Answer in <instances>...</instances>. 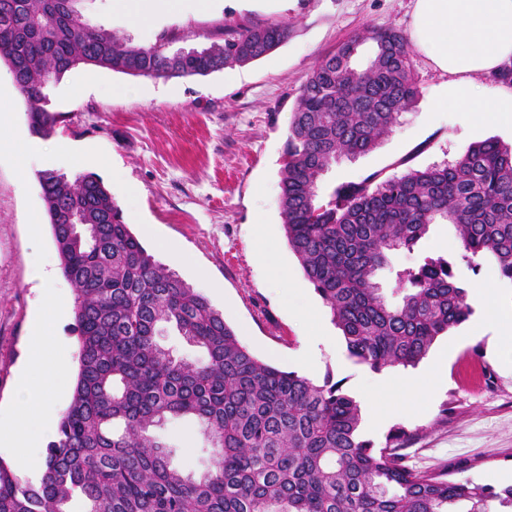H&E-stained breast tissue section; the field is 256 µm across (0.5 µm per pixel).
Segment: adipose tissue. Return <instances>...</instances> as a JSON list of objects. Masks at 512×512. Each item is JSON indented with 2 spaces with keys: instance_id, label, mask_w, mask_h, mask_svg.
<instances>
[{
  "instance_id": "ef3b65f1",
  "label": "adipose tissue",
  "mask_w": 512,
  "mask_h": 512,
  "mask_svg": "<svg viewBox=\"0 0 512 512\" xmlns=\"http://www.w3.org/2000/svg\"><path fill=\"white\" fill-rule=\"evenodd\" d=\"M409 42L452 77L432 94L429 112L512 121V87L477 83L512 63V0H415Z\"/></svg>"
}]
</instances>
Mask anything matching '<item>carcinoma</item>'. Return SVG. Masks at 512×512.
Wrapping results in <instances>:
<instances>
[{
	"label": "carcinoma",
	"instance_id": "cac0c4a2",
	"mask_svg": "<svg viewBox=\"0 0 512 512\" xmlns=\"http://www.w3.org/2000/svg\"><path fill=\"white\" fill-rule=\"evenodd\" d=\"M80 0H0V57L32 130L60 115L49 88L79 65L134 77L206 76L255 62L290 34L278 23L220 27L211 42L168 61L180 36L149 46L118 38L75 12ZM419 87L412 50L393 27L352 37L303 81L281 166L288 248L341 330L349 357L375 371L416 366L435 339L472 313L452 263L424 256L395 273L391 304L377 274L392 251L415 250L433 224L455 226L474 262L489 257L512 281V145L488 139L455 160L380 180L372 174L318 199L336 162L389 136ZM61 260L77 288L78 372L36 482L0 459V512H512V484L495 489L410 467L398 429L382 447L359 434L356 401L267 364L244 347L224 314L158 263L123 222L101 179L38 173ZM164 326L205 351L177 358L157 341ZM195 417L217 460L196 474L173 462L155 434Z\"/></svg>",
	"mask_w": 512,
	"mask_h": 512
}]
</instances>
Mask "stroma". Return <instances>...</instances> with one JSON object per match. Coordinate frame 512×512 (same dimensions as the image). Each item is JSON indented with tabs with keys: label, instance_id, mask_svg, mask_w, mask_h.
<instances>
[{
	"label": "stroma",
	"instance_id": "stroma-1",
	"mask_svg": "<svg viewBox=\"0 0 512 512\" xmlns=\"http://www.w3.org/2000/svg\"><path fill=\"white\" fill-rule=\"evenodd\" d=\"M113 0H84L82 12L117 35L151 45L165 31L183 36L184 47L206 43L219 25L247 21L291 27L288 40L269 56L237 67L235 79L223 72L173 79L131 77L108 69L80 66L50 91V108L64 120L46 136L41 149L70 141L101 149L109 166L94 165L121 210L123 220L149 251L196 292L223 312L238 340L258 359L284 371L300 372V356L319 363L316 384L341 382L360 410L384 413L378 426L361 421L360 434L383 446L396 428L410 431L404 450L410 466L447 469L453 480L479 484L512 483V329L496 326L476 337L468 324L439 337L426 359L445 357L442 372L421 377L419 368L388 367L390 386L372 381L380 372L356 363L331 320L329 308L305 278L289 249L280 214V169L299 88L323 55L355 35L393 27L408 32L413 0H288L280 11L263 4L242 8L238 0H210L197 14L158 19L141 29L117 18ZM420 95L392 134L374 150L341 160L320 183L321 193L378 173L401 175L452 160L468 145L488 138L512 143V122L480 123L458 114L429 118L432 93L450 75L413 53ZM32 163L27 183L0 162V408L14 396L23 366L29 323L42 299L35 278L36 247L29 212H36L47 262L59 263L37 174ZM130 186L135 202L122 191ZM278 248L294 287L283 288L258 258L259 230ZM171 243L158 248L157 240ZM449 224L432 225L414 252L389 256L379 274L390 283L394 270L421 257L454 260L464 286L486 279L495 266L482 259L471 267ZM420 376V389L401 384ZM164 437L181 449L180 465L204 472L210 454L196 421L173 420Z\"/></svg>",
	"mask_w": 512,
	"mask_h": 512
}]
</instances>
